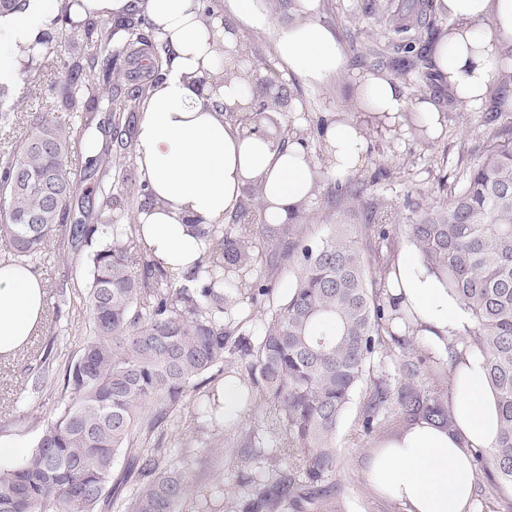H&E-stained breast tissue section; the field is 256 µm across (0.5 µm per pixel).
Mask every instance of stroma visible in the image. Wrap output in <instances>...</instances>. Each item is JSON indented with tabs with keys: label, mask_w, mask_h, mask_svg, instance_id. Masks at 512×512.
<instances>
[{
	"label": "stroma",
	"mask_w": 512,
	"mask_h": 512,
	"mask_svg": "<svg viewBox=\"0 0 512 512\" xmlns=\"http://www.w3.org/2000/svg\"><path fill=\"white\" fill-rule=\"evenodd\" d=\"M387 0H319L318 21L337 38L347 63L348 73L374 71L398 81L407 98L431 100L443 115V128L438 137L425 136L412 123L411 113H404L396 127L373 123L366 113L358 111L347 85L346 75L332 76L313 84L291 76L286 84L291 92L290 105L300 106L304 114L301 125L285 123L290 135L303 136L316 167L315 196L308 206V221L313 225L350 223L347 213L325 208L324 199L333 190L336 180L324 168V158L317 125L330 117L355 121L364 128L368 152L364 167L354 176L365 183L367 196L389 207L395 220L393 235L399 253L415 255L416 248L406 231L413 214L405 208V198H412L421 207L447 203L457 192L464 175L478 160V149L488 135L482 113L467 112L446 92L435 91L426 68L411 72L393 69L396 55L395 37L389 34L391 17L385 13ZM284 4L268 0L263 10L269 18L267 26L246 32L248 62L252 70L273 69L278 59L276 39ZM89 248L70 253L68 259L45 255L34 267L47 285V301L55 303L59 291L70 295L83 293L89 281ZM61 326L69 335L60 341L53 337L52 325H45L32 336L27 350L9 365L0 364V437L15 439L33 446L40 431L39 419L50 414L61 395L60 387L45 390L38 404H31V380L39 368L44 352H52L56 370H64L76 358L85 330V319L79 307L61 310ZM468 335L452 342H438L417 332L388 340L384 353L378 354L371 365V375L397 382L398 361H412L416 368L415 382L425 389L448 394V374L454 367L456 347H470ZM368 396L359 389L336 432L338 462L335 481L336 502L340 512H402L401 508L376 493L370 487L366 471L380 441L404 431L398 406H390L375 417L371 430L362 426L361 410ZM240 439L234 432L216 437L213 444L199 448L191 465L195 486L223 480L227 505L232 512H244L243 503L250 488L246 477L262 471L265 461L256 458L241 464L232 450Z\"/></svg>",
	"instance_id": "obj_1"
}]
</instances>
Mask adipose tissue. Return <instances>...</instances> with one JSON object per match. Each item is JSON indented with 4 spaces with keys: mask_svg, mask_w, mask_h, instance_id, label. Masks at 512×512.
<instances>
[{
    "mask_svg": "<svg viewBox=\"0 0 512 512\" xmlns=\"http://www.w3.org/2000/svg\"><path fill=\"white\" fill-rule=\"evenodd\" d=\"M99 19L146 16L169 55L161 78L138 115L134 159L148 185L135 214L140 243L163 268L184 277L204 259V243L192 235L196 223L222 224L239 208L243 190L262 189L263 223L284 224L314 196L315 171L299 143L281 144L277 128L258 118L241 125L226 109L249 112L254 82L240 70L243 26L262 21L257 0H230L232 23L205 21L201 0H83ZM450 26L433 49L435 69L467 111H484L490 86L512 80V61H503L512 41V0H437ZM318 0H291V21L278 30L276 52L290 73L319 83L344 73L345 59L334 34L314 19ZM59 13L58 0H29L23 11L0 17V84H15L30 46ZM230 70L219 97L199 80L207 72ZM360 111L374 122L397 125L403 113H419L429 136L441 130V114L426 99L408 100L396 80L371 72L351 77ZM328 172L339 179L364 165L367 141L361 125L334 121L322 134ZM400 285L389 294L418 323L448 339L471 326L468 314L417 260L399 257ZM46 307L42 279L29 267L0 260V355L22 349L40 325ZM454 424L442 428L418 422L382 442L368 472L371 487L405 512H468L478 479L470 451L491 447L497 414L481 362L459 350L451 386Z\"/></svg>",
    "mask_w": 512,
    "mask_h": 512,
    "instance_id": "1",
    "label": "adipose tissue"
}]
</instances>
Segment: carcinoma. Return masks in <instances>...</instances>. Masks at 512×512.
<instances>
[{
  "label": "carcinoma",
  "mask_w": 512,
  "mask_h": 512,
  "mask_svg": "<svg viewBox=\"0 0 512 512\" xmlns=\"http://www.w3.org/2000/svg\"><path fill=\"white\" fill-rule=\"evenodd\" d=\"M434 9L436 0L396 5L392 31L406 52L435 26ZM76 28L85 51L56 52L45 42L29 55L23 91L0 84L1 129L15 124L20 100L45 101L12 146L0 149V242L23 265L40 259L54 239L61 257L68 248H92L79 300L87 324L80 354L65 368L61 396L27 458L0 469V512H224V480L191 503L190 456L173 463L149 447L175 415L197 433L240 428L224 419L217 387L194 385L215 368L236 379L245 403L268 406L267 421L280 434L282 448L271 456L276 478L253 482L246 509L281 512L287 502L292 512H338V426L393 326L413 328V317L391 311L376 288L396 271L387 211L365 198V187L339 183L328 206L358 213L368 233L331 224L313 240L305 215L259 223V190L251 186L229 223L191 225L207 245L205 261L176 284L143 250L137 225L114 223L127 202L114 193L112 172L131 157L132 143L119 134L92 157L101 174L95 210L73 209L85 176L67 164L92 138L95 113H110L118 126L122 112L146 99L166 49L141 16L87 18ZM288 98L285 86L273 96L258 88L255 112L280 113ZM56 110L70 122L53 118ZM488 122L489 139L462 188L447 205L415 214L408 232L427 272L471 316L468 336L498 411L495 443L476 452L475 462L512 484V123ZM289 274L288 293L253 334L242 333L232 311L243 295L270 298ZM399 371L404 383L395 389L372 381L364 428L395 398L409 422L450 425V404L416 385L409 363ZM55 375L47 352L31 398Z\"/></svg>",
  "instance_id": "carcinoma-1"
}]
</instances>
